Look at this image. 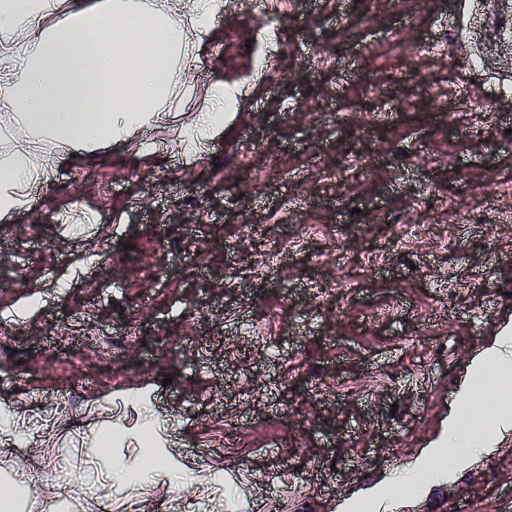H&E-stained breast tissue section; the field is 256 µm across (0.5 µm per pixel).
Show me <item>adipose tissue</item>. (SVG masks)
<instances>
[{
  "mask_svg": "<svg viewBox=\"0 0 512 512\" xmlns=\"http://www.w3.org/2000/svg\"><path fill=\"white\" fill-rule=\"evenodd\" d=\"M0 0V111L15 121L0 141V222L32 208L48 170L89 148L133 141L162 121L176 73L204 66L224 0ZM107 26L106 36L94 27ZM244 90L209 85L182 130L180 155L198 152L224 127ZM112 103L110 117L100 107ZM52 142L45 159L30 148Z\"/></svg>",
  "mask_w": 512,
  "mask_h": 512,
  "instance_id": "adipose-tissue-1",
  "label": "adipose tissue"
}]
</instances>
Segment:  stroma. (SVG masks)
<instances>
[{
    "instance_id": "obj_1",
    "label": "stroma",
    "mask_w": 512,
    "mask_h": 512,
    "mask_svg": "<svg viewBox=\"0 0 512 512\" xmlns=\"http://www.w3.org/2000/svg\"><path fill=\"white\" fill-rule=\"evenodd\" d=\"M268 32L199 154L174 106L0 223L10 512H512V432L414 470L512 324V0H226L189 83Z\"/></svg>"
}]
</instances>
